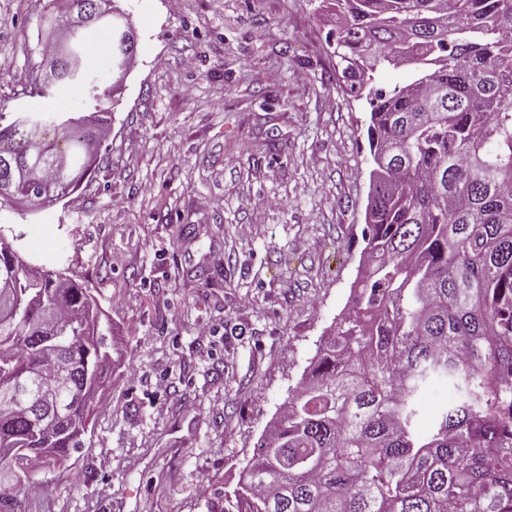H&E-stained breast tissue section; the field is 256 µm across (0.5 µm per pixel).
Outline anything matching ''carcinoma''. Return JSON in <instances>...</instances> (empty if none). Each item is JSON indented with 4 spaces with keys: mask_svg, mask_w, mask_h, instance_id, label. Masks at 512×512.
Instances as JSON below:
<instances>
[{
    "mask_svg": "<svg viewBox=\"0 0 512 512\" xmlns=\"http://www.w3.org/2000/svg\"><path fill=\"white\" fill-rule=\"evenodd\" d=\"M334 54L350 95L371 112L376 164L354 307L321 339L220 512H512V0H336ZM89 21L51 45L54 85H80L92 112L0 111V195H38L27 166L66 199L92 170L112 125V93L83 66L89 28L112 29L110 69H131L137 44L112 0H47L40 24ZM414 63L402 87L373 89L377 68ZM0 228V286L20 317L0 324V376L38 363L85 403L39 425L0 404V455L30 467L49 448L61 465L83 446L111 374L112 328L89 290L12 250ZM51 308L70 338L21 355L28 326ZM71 370L60 373V361ZM470 396L422 432L435 382Z\"/></svg>",
    "mask_w": 512,
    "mask_h": 512,
    "instance_id": "carcinoma-1",
    "label": "carcinoma"
}]
</instances>
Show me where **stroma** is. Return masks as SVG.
Returning <instances> with one entry per match:
<instances>
[{"mask_svg":"<svg viewBox=\"0 0 512 512\" xmlns=\"http://www.w3.org/2000/svg\"><path fill=\"white\" fill-rule=\"evenodd\" d=\"M46 0H0V105L29 96ZM137 57L77 195L0 207L28 258L88 288L112 375L84 446L15 512H208L344 316L364 264L366 103L319 0H117ZM207 206H200V199ZM208 482H200V473Z\"/></svg>","mask_w":512,"mask_h":512,"instance_id":"obj_1","label":"stroma"}]
</instances>
